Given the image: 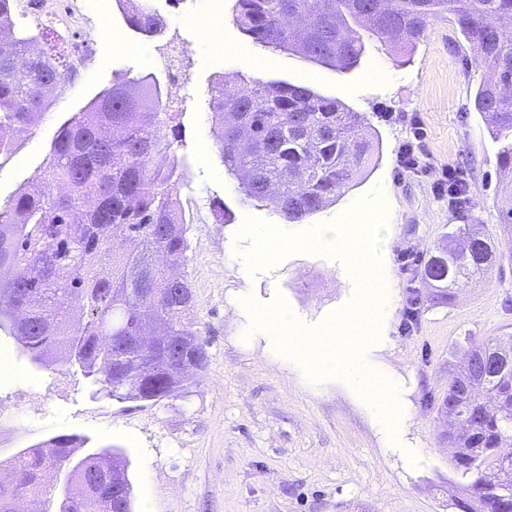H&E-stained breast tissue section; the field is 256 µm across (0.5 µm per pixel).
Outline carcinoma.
Masks as SVG:
<instances>
[{
  "instance_id": "1",
  "label": "carcinoma",
  "mask_w": 512,
  "mask_h": 512,
  "mask_svg": "<svg viewBox=\"0 0 512 512\" xmlns=\"http://www.w3.org/2000/svg\"><path fill=\"white\" fill-rule=\"evenodd\" d=\"M129 26L160 33L149 0H120ZM236 22L253 43L288 50L335 70L357 65L366 42L413 49L431 19L449 22L496 82L475 92L474 107L512 163V39L498 22L512 0H236ZM26 29L0 37V153L35 124L61 91L56 57ZM214 148L238 190L299 223L352 187L372 148L359 112L314 90L284 82L241 87L226 76L208 102ZM179 113L167 111L157 77L146 74L103 90L64 121L51 143L41 183L0 209V332L41 368L81 374L102 394L157 404L199 385L207 342L189 317L191 290L177 272L187 260L188 222L177 190L187 182L177 155ZM512 266L478 224L444 233L421 277L450 305L452 286ZM438 412L460 430L442 438L473 476L460 512H512V334L474 339L448 378ZM58 435L24 448L0 482V512L42 501L44 477L63 473L83 486L57 512H133L128 461L110 445Z\"/></svg>"
}]
</instances>
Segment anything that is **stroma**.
<instances>
[{"label": "stroma", "instance_id": "obj_1", "mask_svg": "<svg viewBox=\"0 0 512 512\" xmlns=\"http://www.w3.org/2000/svg\"><path fill=\"white\" fill-rule=\"evenodd\" d=\"M74 18L70 39L46 29L43 50L68 56L69 40L88 41L85 65L65 74L41 120L0 155V204L44 176L58 127L100 91L152 72L180 99L178 149L191 178L178 195L191 222L181 268L193 291L192 318L208 340L207 366L194 392L148 403L92 396L85 379L33 369L13 337L0 333V355L20 381H0V461L61 434L122 448L130 461L135 512H452L449 489L472 481L439 445L448 421L431 402L469 339L512 332V267L459 287L453 304L437 303L420 262L449 226L482 224L503 240L498 206L504 184L497 145L471 102L486 77L475 53L447 18L429 22L411 53L368 49L341 73L286 52H269L244 35L235 0H151L163 22L148 38L126 24L118 0H54ZM307 85L363 113L379 147L354 187L335 203L289 225L292 235L354 213L360 199L384 198L378 242L393 310L387 342L369 359L405 385L406 427L387 435L367 398L339 376L308 380L279 364L242 308L255 300L286 307L315 327L348 311L358 289L343 262L321 252H292L269 267L242 269L252 251L247 221L279 223L273 208L245 202L211 154L209 90L215 77ZM436 168L454 166L469 183L461 208L432 190L433 178L399 171L397 157L412 120ZM232 221H218L219 210Z\"/></svg>", "mask_w": 512, "mask_h": 512}]
</instances>
